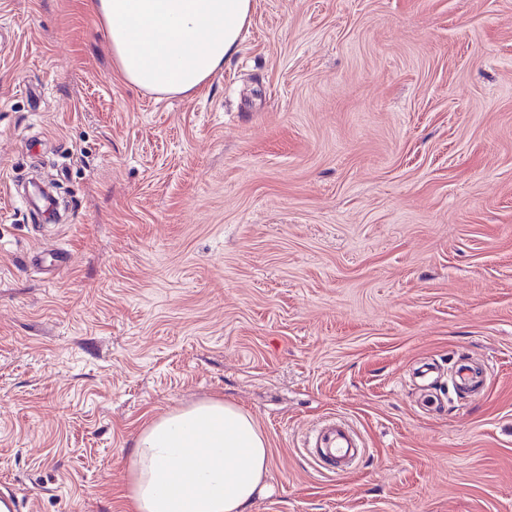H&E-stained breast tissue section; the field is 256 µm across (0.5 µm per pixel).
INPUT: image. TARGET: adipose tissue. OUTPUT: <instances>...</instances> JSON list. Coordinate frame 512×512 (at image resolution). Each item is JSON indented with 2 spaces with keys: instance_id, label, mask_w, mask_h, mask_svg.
Wrapping results in <instances>:
<instances>
[{
  "instance_id": "obj_1",
  "label": "adipose tissue",
  "mask_w": 512,
  "mask_h": 512,
  "mask_svg": "<svg viewBox=\"0 0 512 512\" xmlns=\"http://www.w3.org/2000/svg\"><path fill=\"white\" fill-rule=\"evenodd\" d=\"M124 82L162 97L198 92L239 51L253 0H93ZM126 475L130 512H249L266 492L270 445L219 398L149 420Z\"/></svg>"
}]
</instances>
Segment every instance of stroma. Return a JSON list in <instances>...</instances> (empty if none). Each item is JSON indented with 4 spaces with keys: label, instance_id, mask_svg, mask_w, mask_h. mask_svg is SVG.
Listing matches in <instances>:
<instances>
[{
    "label": "stroma",
    "instance_id": "1",
    "mask_svg": "<svg viewBox=\"0 0 512 512\" xmlns=\"http://www.w3.org/2000/svg\"><path fill=\"white\" fill-rule=\"evenodd\" d=\"M214 397L270 442L252 512H512V0H254L180 98L89 0H0V483L124 512L143 425ZM364 443L348 421L336 417L317 428L306 442L308 455L330 473H336V464L358 455ZM328 462H331V467Z\"/></svg>",
    "mask_w": 512,
    "mask_h": 512
}]
</instances>
